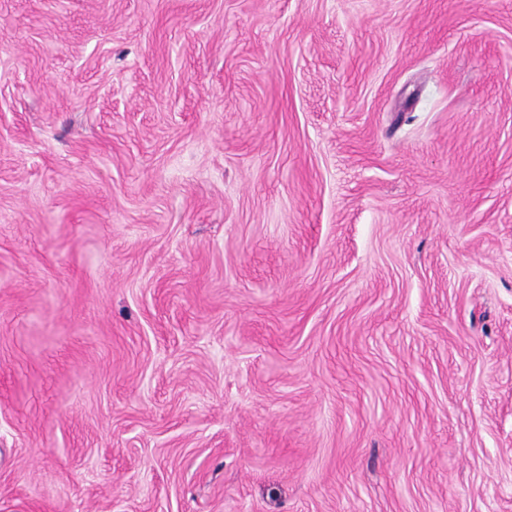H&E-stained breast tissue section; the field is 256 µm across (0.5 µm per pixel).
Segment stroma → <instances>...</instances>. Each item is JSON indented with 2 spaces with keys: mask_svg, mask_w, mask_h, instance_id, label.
I'll return each mask as SVG.
<instances>
[{
  "mask_svg": "<svg viewBox=\"0 0 512 512\" xmlns=\"http://www.w3.org/2000/svg\"><path fill=\"white\" fill-rule=\"evenodd\" d=\"M0 512H512V0H0Z\"/></svg>",
  "mask_w": 512,
  "mask_h": 512,
  "instance_id": "stroma-1",
  "label": "stroma"
}]
</instances>
